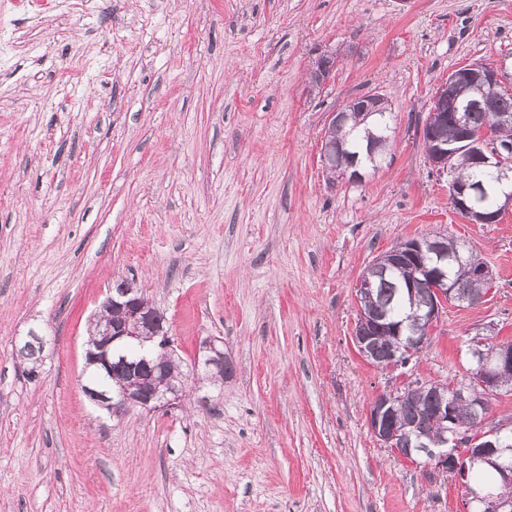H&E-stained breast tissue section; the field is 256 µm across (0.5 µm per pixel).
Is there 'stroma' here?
I'll return each mask as SVG.
<instances>
[{"label":"stroma","mask_w":512,"mask_h":512,"mask_svg":"<svg viewBox=\"0 0 512 512\" xmlns=\"http://www.w3.org/2000/svg\"><path fill=\"white\" fill-rule=\"evenodd\" d=\"M0 41V512H466L369 431L391 383L354 345L355 291L396 242L449 235L494 289L409 372L457 383L471 337L512 341V212H457L421 135L451 72L512 63V0H0ZM321 50L342 59L311 92ZM369 91L396 114L385 161L327 180V117ZM123 280L184 364L223 339L218 411L84 394L86 327Z\"/></svg>","instance_id":"stroma-1"}]
</instances>
